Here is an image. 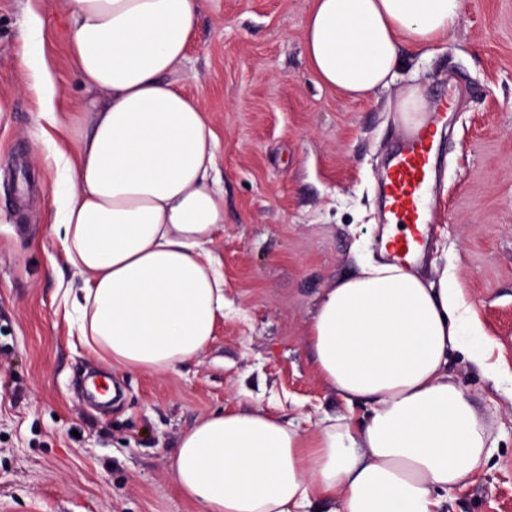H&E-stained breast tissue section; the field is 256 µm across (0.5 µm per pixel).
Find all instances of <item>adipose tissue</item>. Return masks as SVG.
Here are the masks:
<instances>
[{"mask_svg":"<svg viewBox=\"0 0 512 512\" xmlns=\"http://www.w3.org/2000/svg\"><path fill=\"white\" fill-rule=\"evenodd\" d=\"M207 0H61L68 52L92 98L67 112L76 152L53 232L84 278L68 292L78 338L111 366L167 376L198 359L224 311L211 252L224 229L208 111L174 78ZM461 0H313L303 26L319 85L370 98L402 46L447 39ZM472 313L447 279L372 260L323 294L307 344L347 413L303 432L261 410L182 432L170 477L206 512H444L495 442L448 374ZM371 414L355 424L351 407Z\"/></svg>","mask_w":512,"mask_h":512,"instance_id":"adipose-tissue-1","label":"adipose tissue"}]
</instances>
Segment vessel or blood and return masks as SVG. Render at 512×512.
Wrapping results in <instances>:
<instances>
[{"mask_svg":"<svg viewBox=\"0 0 512 512\" xmlns=\"http://www.w3.org/2000/svg\"><path fill=\"white\" fill-rule=\"evenodd\" d=\"M436 125L408 131L401 137L382 176L387 212L394 223L406 225L404 234L390 237L386 250L398 260L413 256L430 224L428 197L432 188Z\"/></svg>","mask_w":512,"mask_h":512,"instance_id":"obj_1","label":"vessel or blood"}]
</instances>
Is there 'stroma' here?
Instances as JSON below:
<instances>
[{"label": "stroma", "instance_id": "stroma-1", "mask_svg": "<svg viewBox=\"0 0 512 512\" xmlns=\"http://www.w3.org/2000/svg\"><path fill=\"white\" fill-rule=\"evenodd\" d=\"M0 0V512H205L168 475L181 432L224 408H260L301 430L344 413L306 345L323 292L359 261L382 260L381 177L405 130L395 103L426 90V118L450 106L435 157L424 257L454 275L498 366L488 378L452 353L449 372L496 440L489 466L448 496L447 512H512V0H463L429 53L403 47L389 87L352 102L317 85L302 28L310 0H208L176 74L217 136L224 231L211 250L224 314L178 373H127L81 344L64 291L82 285L53 235L54 192L75 142L41 110L43 58L65 112L87 98L56 0ZM115 397L90 399L89 381Z\"/></svg>", "mask_w": 512, "mask_h": 512}]
</instances>
